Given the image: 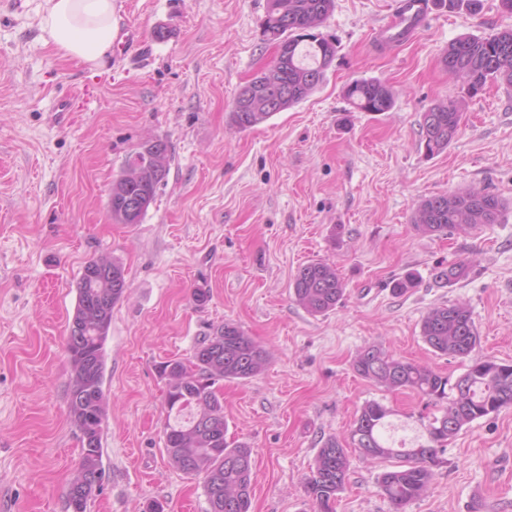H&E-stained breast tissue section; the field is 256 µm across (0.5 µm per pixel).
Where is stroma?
<instances>
[{
	"mask_svg": "<svg viewBox=\"0 0 512 512\" xmlns=\"http://www.w3.org/2000/svg\"><path fill=\"white\" fill-rule=\"evenodd\" d=\"M392 0H334L321 25L336 41L324 83L257 126H232L234 99L270 67L267 0H117L122 28L150 58L113 56L92 70L41 39L35 0H0V512H68L81 444L68 414V324L84 264L122 263L129 288L105 344L109 399L102 493L88 512H206L201 478L164 448L162 363L187 360L230 320L270 347L260 375L224 383L228 441L252 450L250 512H313L306 493L322 440L346 437L376 400L420 429L432 410L352 368L376 345L456 381L469 361L512 364V87L464 98L442 64L449 42L512 28L500 0L478 11L433 0L425 26L396 47L376 35ZM395 92L387 112H361L349 82ZM72 98L74 109L56 111ZM463 99L464 123L444 152L419 146L421 112ZM167 143L170 171L138 224L114 223L112 182L139 144ZM477 187L509 204L471 234H421L422 198ZM472 261L446 286L435 268ZM322 260L345 294L324 316L293 298L297 270ZM415 285L395 293L397 280ZM205 291L208 299L197 303ZM467 305L480 335L469 359L435 354L421 337L433 307ZM429 490L405 512H512V406L452 440ZM397 460L353 458L336 512H394L378 479Z\"/></svg>",
	"mask_w": 512,
	"mask_h": 512,
	"instance_id": "35a3bbf8",
	"label": "stroma"
}]
</instances>
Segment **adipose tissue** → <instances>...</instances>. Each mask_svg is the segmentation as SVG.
Wrapping results in <instances>:
<instances>
[{
  "mask_svg": "<svg viewBox=\"0 0 512 512\" xmlns=\"http://www.w3.org/2000/svg\"><path fill=\"white\" fill-rule=\"evenodd\" d=\"M41 37L60 56L91 68L112 58L115 0H38Z\"/></svg>",
  "mask_w": 512,
  "mask_h": 512,
  "instance_id": "ef3b65f1",
  "label": "adipose tissue"
}]
</instances>
